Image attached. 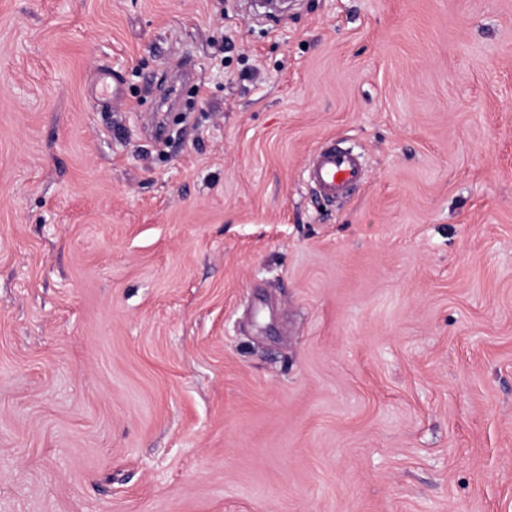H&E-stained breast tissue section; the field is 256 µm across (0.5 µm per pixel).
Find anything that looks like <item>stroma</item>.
Returning <instances> with one entry per match:
<instances>
[{
  "instance_id": "1",
  "label": "stroma",
  "mask_w": 512,
  "mask_h": 512,
  "mask_svg": "<svg viewBox=\"0 0 512 512\" xmlns=\"http://www.w3.org/2000/svg\"><path fill=\"white\" fill-rule=\"evenodd\" d=\"M0 512H512V0H0ZM109 75L105 72H100L97 83L101 91L99 95L105 102L121 103L125 100V93L121 82L112 75V84L108 81ZM305 173L322 197L335 201L364 180L366 165L361 155L327 142L310 155Z\"/></svg>"
}]
</instances>
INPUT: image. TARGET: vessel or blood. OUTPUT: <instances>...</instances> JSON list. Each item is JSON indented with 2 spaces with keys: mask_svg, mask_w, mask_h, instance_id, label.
Segmentation results:
<instances>
[{
  "mask_svg": "<svg viewBox=\"0 0 512 512\" xmlns=\"http://www.w3.org/2000/svg\"><path fill=\"white\" fill-rule=\"evenodd\" d=\"M305 173L316 191L333 201L364 180L366 165L361 155L328 142L311 154Z\"/></svg>",
  "mask_w": 512,
  "mask_h": 512,
  "instance_id": "vessel-or-blood-1",
  "label": "vessel or blood"
}]
</instances>
